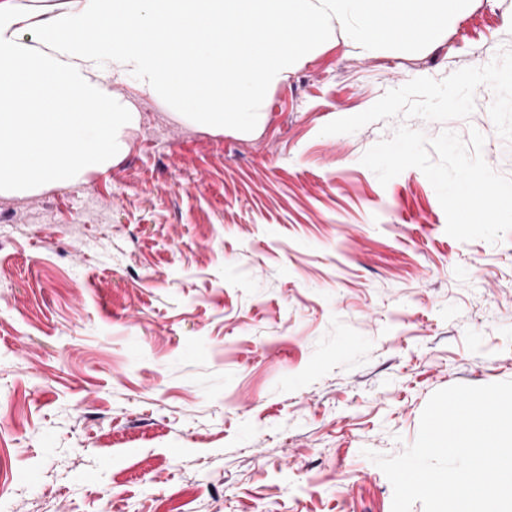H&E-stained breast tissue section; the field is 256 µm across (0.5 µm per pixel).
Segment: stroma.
<instances>
[{"label": "stroma", "instance_id": "1", "mask_svg": "<svg viewBox=\"0 0 512 512\" xmlns=\"http://www.w3.org/2000/svg\"><path fill=\"white\" fill-rule=\"evenodd\" d=\"M512 0L344 32L216 130L141 91L127 149L0 194V512H392L370 453L512 380Z\"/></svg>", "mask_w": 512, "mask_h": 512}]
</instances>
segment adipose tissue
<instances>
[{"label": "adipose tissue", "mask_w": 512, "mask_h": 512, "mask_svg": "<svg viewBox=\"0 0 512 512\" xmlns=\"http://www.w3.org/2000/svg\"><path fill=\"white\" fill-rule=\"evenodd\" d=\"M466 0H0V193L74 182L111 163L137 121L112 83L172 90L223 124L256 119L298 57L430 39Z\"/></svg>", "instance_id": "obj_1"}]
</instances>
